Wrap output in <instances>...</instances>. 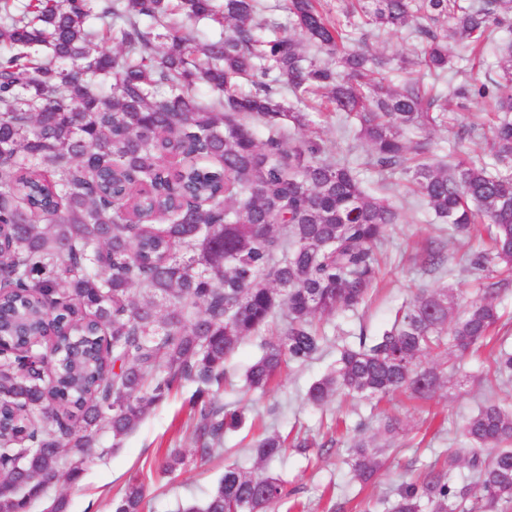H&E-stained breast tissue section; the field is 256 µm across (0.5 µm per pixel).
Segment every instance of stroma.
<instances>
[{
    "instance_id": "1",
    "label": "stroma",
    "mask_w": 512,
    "mask_h": 512,
    "mask_svg": "<svg viewBox=\"0 0 512 512\" xmlns=\"http://www.w3.org/2000/svg\"><path fill=\"white\" fill-rule=\"evenodd\" d=\"M368 42L373 50L389 58L384 75L392 84H402L412 75L421 78L434 92L447 93V83L435 81L420 65V43L409 29L372 35ZM402 57L409 62L404 71L397 66ZM308 118L306 135L324 140L332 160L353 162L363 185L369 191H377L379 175L368 165L364 145L344 126L341 114L334 111L332 104L321 101L309 110ZM430 139V159L434 162L447 159L460 148L473 157L488 156L482 136L462 141L456 129L439 127L431 131ZM487 240V229L483 226L469 241L451 239L431 210L412 203L403 222L387 230L383 279L377 292L367 304L325 320V332L332 346L322 356L284 372L276 385L263 394L245 391L244 371L264 354L265 336L248 339L229 360L230 385L223 402L241 411L244 423L237 431L226 434L221 457L202 464L192 455L194 443L183 426V404L189 396L184 390L157 407L121 448H113L111 437L102 435L81 480L75 484L55 482L45 499L32 504L30 512H45L49 499L60 495L67 499V512H109L113 495L135 477L147 484L145 512H183L187 505L203 503L209 497L224 473L225 462L236 460L243 467L252 468L249 448L254 447L263 432L272 430L313 443L304 453L288 448L284 463L275 468L288 488L297 489L299 500L309 512H356L361 500L391 494L411 474L434 463L443 449L460 447L461 425L480 400L493 395L512 401V384H502L487 364L475 357H424L423 367L443 371L442 383L429 400L413 401L401 394L382 404V411L398 415L401 425L396 436L384 444V468L372 484L364 487L350 479L348 449L356 432L368 437L376 434L379 417L371 416L364 402L345 396L332 398L324 407H313L306 400L307 390L334 364L341 346L354 344L361 334L381 335L389 328L395 309L417 290H437L451 283L460 302L473 299L479 274L465 270L464 257ZM431 246L447 254L452 274L429 273L421 268L420 257ZM160 448L186 452L183 469L168 477L150 473L149 465Z\"/></svg>"
}]
</instances>
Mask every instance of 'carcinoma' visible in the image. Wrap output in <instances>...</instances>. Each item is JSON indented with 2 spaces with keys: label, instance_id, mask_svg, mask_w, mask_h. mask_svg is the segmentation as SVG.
Segmentation results:
<instances>
[{
  "label": "carcinoma",
  "instance_id": "obj_1",
  "mask_svg": "<svg viewBox=\"0 0 512 512\" xmlns=\"http://www.w3.org/2000/svg\"><path fill=\"white\" fill-rule=\"evenodd\" d=\"M286 12L287 28L271 26L258 0H0V342L12 346L0 359V512H27L62 474L81 479L100 434L121 447L188 386L193 454L212 460L244 423L217 397L241 344L276 317L284 323L246 373L247 389L263 393L283 367L324 350L317 315L365 302L380 280L378 246L403 208L366 190L351 164L327 159L322 140L285 135L286 120L303 130L312 98L354 121L383 188L404 176L448 236L485 224L491 247L469 259L489 278L478 298L462 308L452 284L418 291L381 336L342 348L308 403L397 392L427 400L441 376L421 358L462 357L502 321L512 40L497 47L496 77L432 95L416 78L399 87L376 78L386 61L348 45V28L356 16L367 33L413 26L439 79L453 70L448 35L482 55L512 31V0H355L334 16L327 0H286ZM186 20L228 31L200 43ZM243 79L253 90L241 91ZM200 85L217 95L197 97ZM450 100L459 110L493 103V163L429 162L427 143L407 138L453 124ZM36 350L53 368L21 374ZM488 360L512 380L511 350ZM461 436L442 463L397 486L388 512H512V409L486 400ZM286 448L279 432L266 434L253 448L260 469L225 464L205 504L184 512H277L288 491L268 467ZM379 453L354 441V481L375 478ZM184 465L172 449L153 469ZM146 498L133 479L110 506L145 512Z\"/></svg>",
  "mask_w": 512,
  "mask_h": 512
}]
</instances>
